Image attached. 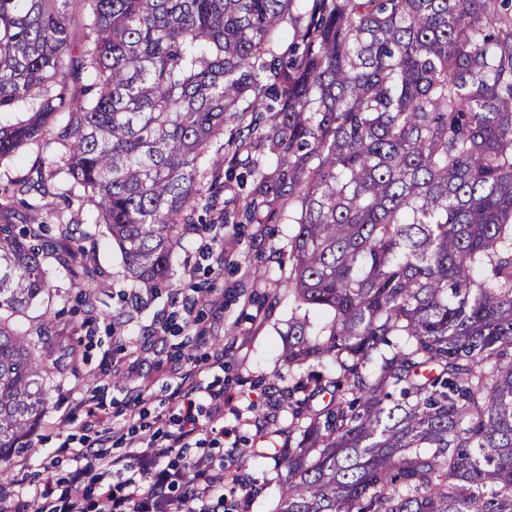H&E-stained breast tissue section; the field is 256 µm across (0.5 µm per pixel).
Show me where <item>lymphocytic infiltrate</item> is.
<instances>
[{"mask_svg":"<svg viewBox=\"0 0 512 512\" xmlns=\"http://www.w3.org/2000/svg\"><path fill=\"white\" fill-rule=\"evenodd\" d=\"M224 353L175 367L176 384L164 413L145 421L138 403L121 411V431L112 427V407L95 397L66 405L53 422L57 448L70 464L66 477L48 478L30 490L0 481V501L13 512H224L233 497L244 512L256 495L253 483L224 470V418L242 411L208 375L223 368ZM79 433H71V424ZM119 441L120 454L104 446Z\"/></svg>","mask_w":512,"mask_h":512,"instance_id":"f902f5d3","label":"lymphocytic infiltrate"}]
</instances>
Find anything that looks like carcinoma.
<instances>
[{
  "label": "carcinoma",
  "mask_w": 512,
  "mask_h": 512,
  "mask_svg": "<svg viewBox=\"0 0 512 512\" xmlns=\"http://www.w3.org/2000/svg\"><path fill=\"white\" fill-rule=\"evenodd\" d=\"M83 9L74 44L71 4ZM92 82L68 96L67 77ZM0 162L61 149L10 182L51 213L94 205L151 292L214 206L210 158L288 201L296 304L280 355L288 423L274 512H512V0H0ZM55 180L50 185L48 181ZM0 206V463L46 413L51 348L13 317L50 292L44 261L102 270Z\"/></svg>",
  "instance_id": "carcinoma-1"
}]
</instances>
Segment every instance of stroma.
I'll list each match as a JSON object with an SVG mask.
<instances>
[{
    "label": "stroma",
    "mask_w": 512,
    "mask_h": 512,
    "mask_svg": "<svg viewBox=\"0 0 512 512\" xmlns=\"http://www.w3.org/2000/svg\"><path fill=\"white\" fill-rule=\"evenodd\" d=\"M246 200L244 191L231 183L221 191L213 209L202 216L203 227L187 231L171 255V287L156 294L142 293L140 300H131L128 278L122 256L109 236L94 222L91 205H72L46 216L47 224H73L86 232L85 244L93 252L104 276L93 295L77 288L67 267L53 264V288L25 314L19 323L30 332H38L44 314H51L52 342L77 346L82 357L81 376H65L59 389L51 393L50 406L43 417L52 423L58 416L63 399L81 397L89 388L87 375L100 371L105 350L112 345L113 331L128 336L137 344L151 332L163 339L161 359L181 363L209 353L212 345L195 337L185 327L186 319L196 321V329L212 325L222 327L224 367L215 379L223 384L226 394L246 396L253 407L242 417L226 415L224 427L234 445L224 451L227 472H245L261 484L263 491L250 505L249 512H273L277 504L276 471L272 461L259 459L248 467H240L237 451L251 447L264 420L278 418L276 396L267 386L281 368L279 360L282 335L294 306L283 283L288 276V238L295 231L288 222L277 224H227L224 230L235 239L227 250L205 227L217 223L224 211L241 209ZM223 251V264H216L211 254ZM204 288L222 297L224 308L214 313L209 306L197 305L185 310L183 301Z\"/></svg>",
    "instance_id": "35a3bbf8"
}]
</instances>
